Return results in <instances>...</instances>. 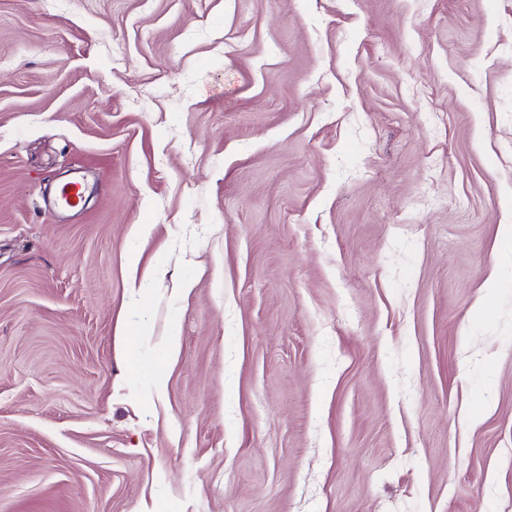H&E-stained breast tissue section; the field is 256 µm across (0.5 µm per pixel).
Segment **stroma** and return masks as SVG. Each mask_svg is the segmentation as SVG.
Returning <instances> with one entry per match:
<instances>
[{
  "label": "stroma",
  "mask_w": 512,
  "mask_h": 512,
  "mask_svg": "<svg viewBox=\"0 0 512 512\" xmlns=\"http://www.w3.org/2000/svg\"><path fill=\"white\" fill-rule=\"evenodd\" d=\"M509 222L512 0H0V512H503Z\"/></svg>",
  "instance_id": "35a3bbf8"
}]
</instances>
